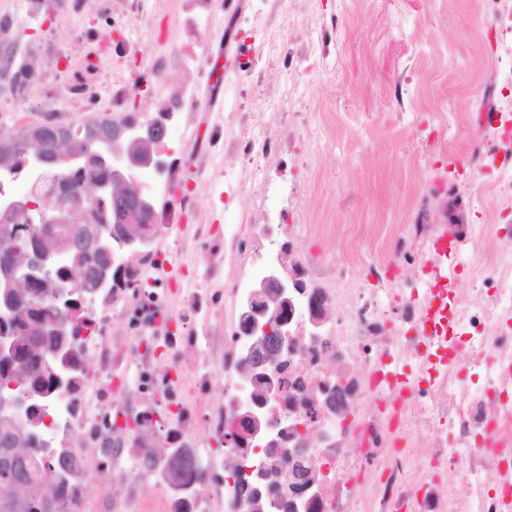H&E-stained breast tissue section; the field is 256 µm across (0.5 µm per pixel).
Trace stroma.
I'll use <instances>...</instances> for the list:
<instances>
[{"instance_id":"35a3bbf8","label":"stroma","mask_w":512,"mask_h":512,"mask_svg":"<svg viewBox=\"0 0 512 512\" xmlns=\"http://www.w3.org/2000/svg\"><path fill=\"white\" fill-rule=\"evenodd\" d=\"M495 0H286L269 15L262 0H225L224 25L203 36L218 56L223 83H201L199 112L209 135L219 121L217 91L249 93L242 69L264 57L267 28L280 29L309 74L302 93L283 97L284 112L310 121L288 126L296 154H313L298 202L305 224H332L361 237L366 226L466 224L475 235L512 225V203L492 189L501 142L481 129L496 104L495 82L512 74V33L495 17ZM335 23L331 41L305 49L312 31ZM247 198L216 180L200 202L210 223H232Z\"/></svg>"}]
</instances>
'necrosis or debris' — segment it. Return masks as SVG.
Listing matches in <instances>:
<instances>
[{"label": "necrosis or debris", "instance_id": "1", "mask_svg": "<svg viewBox=\"0 0 512 512\" xmlns=\"http://www.w3.org/2000/svg\"><path fill=\"white\" fill-rule=\"evenodd\" d=\"M23 8L34 22L54 18L45 52L69 64L95 59L97 75L71 83L70 108L40 102L59 75L27 74L13 52V21L0 19V50L19 73V120L70 127L83 102L103 96L114 124L163 131L152 166L130 174L157 201L148 238L113 251L119 273L83 301L80 328L59 356L63 384L43 402L41 459L62 479L64 512H503L512 501V229L479 241L465 285L444 266L423 288L398 280L427 263L437 236L468 238L462 227L403 225L362 265L335 225L289 222L288 189L270 180L288 154L270 121L284 92L259 81L253 111L222 117L231 166L216 170L210 141L186 161L198 197L219 176L241 189L261 185L236 222L216 231L201 208H185L176 145L193 135V92L206 74L199 37L220 21L223 0H178L176 43L164 26L137 40L141 0H23ZM99 13L112 16L115 41L70 29L73 16ZM308 235L321 249L302 247ZM198 256L201 284L189 266ZM359 265L361 285L352 276ZM271 272L291 286L278 309L289 338L268 367L276 388L260 407L245 318ZM443 294L448 306L427 322ZM255 411L261 430L225 479L210 450ZM167 448L190 449L191 494L161 476Z\"/></svg>", "mask_w": 512, "mask_h": 512}]
</instances>
